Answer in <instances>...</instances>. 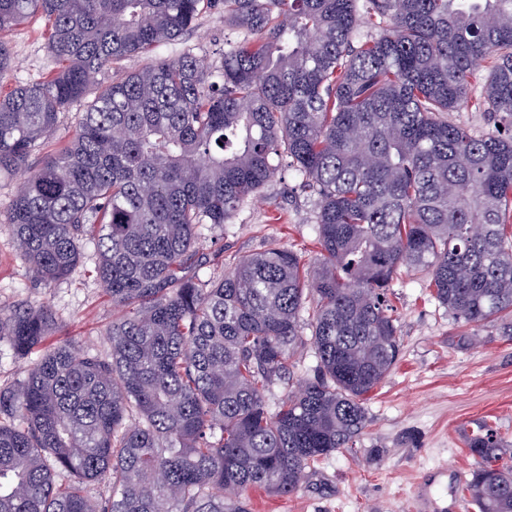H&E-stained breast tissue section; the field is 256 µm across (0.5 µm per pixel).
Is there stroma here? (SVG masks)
<instances>
[{"instance_id": "1", "label": "stroma", "mask_w": 512, "mask_h": 512, "mask_svg": "<svg viewBox=\"0 0 512 512\" xmlns=\"http://www.w3.org/2000/svg\"><path fill=\"white\" fill-rule=\"evenodd\" d=\"M48 35V23L39 15L0 31L13 59L0 77V96L57 71ZM241 38L215 8L182 36L122 60L104 76L173 60L187 49L217 66L225 45ZM21 180L18 174L0 175V307L48 303L59 335L79 350L106 351V331L119 312L96 277L93 251L85 250L67 280L46 287L32 279L15 246L6 215ZM317 207L316 196L291 172L282 171L256 198L245 200L224 228L201 239L207 259L202 275L221 276L233 258L278 246L312 263ZM390 301L402 355L366 400L368 423L354 453H335L306 470L292 494L251 492L252 512H416V485L423 476L437 474L430 491L439 501L449 496L453 474L470 477L475 459L467 442L482 422L512 444V341L494 328L459 327L417 272L401 270Z\"/></svg>"}]
</instances>
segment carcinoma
<instances>
[{"label":"carcinoma","mask_w":512,"mask_h":512,"mask_svg":"<svg viewBox=\"0 0 512 512\" xmlns=\"http://www.w3.org/2000/svg\"><path fill=\"white\" fill-rule=\"evenodd\" d=\"M218 5L244 33L220 67L189 50L101 78ZM362 9L380 34L357 38ZM37 13L61 68L0 99V172L27 170L64 111L83 112L6 223L45 285L93 248L121 316L101 355L45 345L47 303L0 307V341L37 354L0 388V512H248L253 489L293 493L367 427L365 397L400 354L402 267L458 325L512 338V0H0V30ZM468 107L501 127L448 122ZM285 159L319 199L317 265L271 247L219 279L189 274L202 231ZM304 324L313 377L272 408ZM469 450L478 512H512L489 426Z\"/></svg>","instance_id":"1"}]
</instances>
